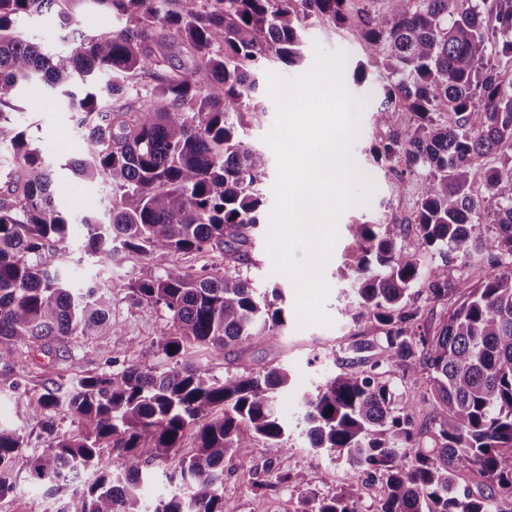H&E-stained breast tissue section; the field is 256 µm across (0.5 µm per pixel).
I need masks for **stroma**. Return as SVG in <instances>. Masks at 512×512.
<instances>
[{"label":"stroma","instance_id":"stroma-1","mask_svg":"<svg viewBox=\"0 0 512 512\" xmlns=\"http://www.w3.org/2000/svg\"><path fill=\"white\" fill-rule=\"evenodd\" d=\"M329 52L342 51L347 55L343 82L349 94L363 103L360 113L359 135L352 154L358 168L373 183L374 190L364 205L346 209L336 222L337 240L323 268V279L329 287L326 312L329 324L300 326L296 311V287L286 275L275 272L267 252V235L274 205L273 185L276 179V160L269 157L266 136L274 126L277 106L267 93V75L276 73L291 79L307 73L315 64L316 48ZM303 60L287 66L272 60L258 74L255 93L264 109L244 113L243 141L267 153V168L259 184L263 206L260 223L248 249V260L240 269L260 293L282 292V306L288 318L284 327L275 329L264 342L249 349L228 347L191 354V362L208 377L240 376L273 367L286 368L292 388L279 397L276 408L288 426V450L278 457H270L262 441H253L249 447L237 448L224 458V496L236 503L238 512H302L305 499L330 497L355 483V475L345 458L323 449L310 447L305 434L303 410L294 396V388L314 389L334 377L343 367V350L348 345L378 336L374 320L358 318L351 303L352 292L342 274L347 271L348 256L352 252L349 225L358 222L398 224L403 241L418 259L421 275L413 293L423 309V320L436 327L446 317L447 304L432 301L428 293L426 275L440 262L437 254L426 251L420 244L418 230L411 219L422 192V174L399 177L390 173L384 163L370 153L373 146L385 141L392 133L411 126V115L394 113L392 124L379 127L372 121V112L378 105L377 90L383 83V71L371 69L364 86H356L351 78L357 62L365 60L362 45L349 29L334 27L319 16L308 17L301 29ZM18 115L28 128V137L53 164L61 167L83 150L76 125L70 113L63 111L55 99L43 91L24 94ZM178 262L192 275L224 270L226 261L220 253L202 250L171 258L156 255L148 259L136 255H119L106 271L104 278L111 287L112 328L104 336L71 337L66 350L60 352L48 366H33L18 360L14 370L23 380L19 390H0V418L12 422L23 437L26 451L48 448L50 438L41 424L33 418L31 402L48 389L67 390L72 378L81 374L97 376L121 371L129 365L161 372L170 368L169 359L158 350L155 341L167 315L160 307L136 301L130 285L147 274L161 275L171 262ZM390 379L416 426L431 423L434 413L411 379L403 377L396 367H388ZM303 473V485L279 484L285 474ZM23 464H16L12 477L15 491L0 499V512H29L33 500H41L45 512H56L63 495L48 496L33 490L27 483Z\"/></svg>","mask_w":512,"mask_h":512}]
</instances>
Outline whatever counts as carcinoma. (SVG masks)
<instances>
[{
    "label": "carcinoma",
    "mask_w": 512,
    "mask_h": 512,
    "mask_svg": "<svg viewBox=\"0 0 512 512\" xmlns=\"http://www.w3.org/2000/svg\"><path fill=\"white\" fill-rule=\"evenodd\" d=\"M387 3L354 17L348 0H0V147L13 162L0 182V388H19L11 363L23 350L50 357L73 336L103 335L112 314L105 284L76 283L56 262L73 223L59 208L51 163L13 118L22 93L57 96L84 142L66 169L110 190L104 214L77 221L97 265L122 253L205 248L243 257L267 160L243 142L239 117L267 61H301L300 28L316 14L363 44L357 84L370 67L385 71L375 124H390L400 109L414 116L371 153L391 172L402 159L425 172L414 222L441 259L428 272L429 292L453 310L432 332L408 302L419 264L401 225H349L355 315L373 319L382 337L348 346L346 368L300 397L311 447L344 454L354 472L384 484L375 512H512V0ZM88 5L119 24L107 34L80 31ZM55 7L70 50L46 51L14 31L16 16ZM174 35L189 69L162 53ZM102 74L110 76L103 88ZM441 110L454 121L440 124ZM485 157L499 165L481 167ZM472 250L490 258L479 283L459 262ZM132 290L167 312L156 344L174 366L131 365L79 376L67 393L46 390L34 416L52 438L27 456V481L48 495L68 491L56 512H237L224 499V457L258 439L272 457L288 451L275 404L290 375L277 367L210 378L187 356L259 343L284 324L283 309L238 269L191 276L174 263ZM390 363L426 387L437 412L430 450L420 449L422 431L384 379ZM58 415L82 430L54 433ZM189 431L195 447L182 456ZM106 447L114 456L102 454ZM400 448L416 449L411 465ZM22 449L18 429L0 419V498L15 490ZM169 458L173 490L149 505L140 491L151 465ZM465 471L482 478L476 488L460 485ZM359 497L354 483L306 500L302 512H359Z\"/></svg>",
    "instance_id": "1"
}]
</instances>
